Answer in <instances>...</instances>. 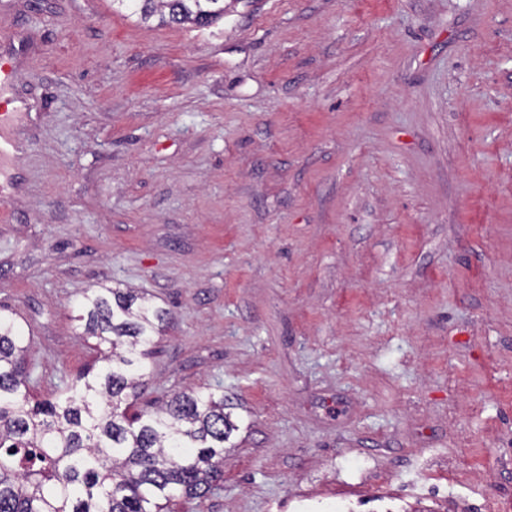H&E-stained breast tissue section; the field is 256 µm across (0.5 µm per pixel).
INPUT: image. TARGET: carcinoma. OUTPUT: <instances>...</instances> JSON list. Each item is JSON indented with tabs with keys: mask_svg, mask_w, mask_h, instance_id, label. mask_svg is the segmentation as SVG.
I'll list each match as a JSON object with an SVG mask.
<instances>
[{
	"mask_svg": "<svg viewBox=\"0 0 512 512\" xmlns=\"http://www.w3.org/2000/svg\"><path fill=\"white\" fill-rule=\"evenodd\" d=\"M142 24L210 27L224 0H112ZM79 319L98 357L52 399H34L30 343L0 315V512H163L201 499L223 475L236 425L224 395L179 392L129 416L168 313L117 288L87 291Z\"/></svg>",
	"mask_w": 512,
	"mask_h": 512,
	"instance_id": "obj_1",
	"label": "carcinoma"
}]
</instances>
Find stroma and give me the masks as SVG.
Masks as SVG:
<instances>
[{"label":"stroma","instance_id":"35a3bbf8","mask_svg":"<svg viewBox=\"0 0 512 512\" xmlns=\"http://www.w3.org/2000/svg\"><path fill=\"white\" fill-rule=\"evenodd\" d=\"M0 314L37 396L84 293L170 313L134 410L220 389L174 512H512V0H0ZM112 5L119 11L132 9L140 23L156 22L157 26L206 28L224 18V0H113Z\"/></svg>","mask_w":512,"mask_h":512}]
</instances>
